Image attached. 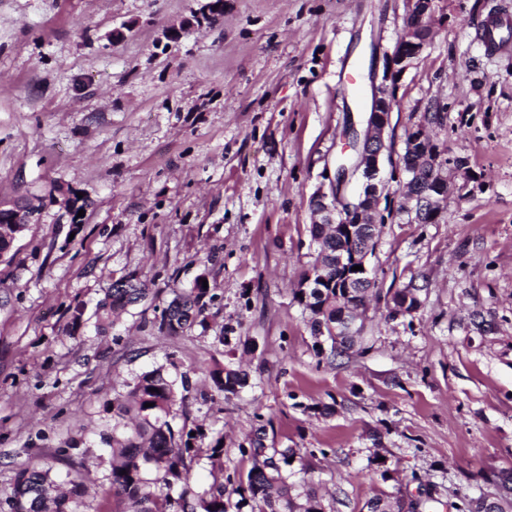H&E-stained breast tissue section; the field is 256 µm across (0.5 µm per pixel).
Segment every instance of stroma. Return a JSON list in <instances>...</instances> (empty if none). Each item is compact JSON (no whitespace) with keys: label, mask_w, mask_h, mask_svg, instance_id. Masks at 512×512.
Segmentation results:
<instances>
[{"label":"stroma","mask_w":512,"mask_h":512,"mask_svg":"<svg viewBox=\"0 0 512 512\" xmlns=\"http://www.w3.org/2000/svg\"><path fill=\"white\" fill-rule=\"evenodd\" d=\"M0 0V198L39 220L0 259V499L16 473L49 465L93 496L73 512H125L99 457L105 404L135 374L175 360L193 388L175 426L224 435V466L200 459L189 488L246 475L256 429L293 448V481L332 512L376 496L454 512L512 470V28L482 42L512 0H433L431 34L394 89L385 168L423 113L445 150L437 223L415 224L404 189L371 265L364 352H317L294 296L317 258L311 201L351 151L410 0ZM178 37H170L174 25ZM78 196L85 215L64 205ZM149 302L97 334L113 279ZM206 275L212 302L177 334L156 321L173 290ZM420 287L410 316L390 292ZM83 320L74 323L75 309ZM243 367L225 397L202 365Z\"/></svg>","instance_id":"35a3bbf8"}]
</instances>
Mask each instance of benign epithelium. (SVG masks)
Returning <instances> with one entry per match:
<instances>
[{"instance_id": "obj_1", "label": "benign epithelium", "mask_w": 512, "mask_h": 512, "mask_svg": "<svg viewBox=\"0 0 512 512\" xmlns=\"http://www.w3.org/2000/svg\"><path fill=\"white\" fill-rule=\"evenodd\" d=\"M427 39L417 35L415 29L407 28L397 40L392 53L386 55V65L382 77L371 78V105L365 116V129L353 127L349 139L356 148V158L352 162L341 163L336 170L337 182L332 184L331 194L319 190L314 201L320 203L318 214L323 223L336 229L340 242L336 250V270L340 277L339 286L351 293L359 287V282H374L368 267V256L373 253L371 243L364 237L365 224H385L387 216L381 209L386 183L381 177L382 156L386 149L384 132L389 124L393 92L398 75L406 70L420 56ZM426 130L420 128L412 138V144L419 145L421 161L430 172L431 187L421 188L412 178L411 167L401 164L392 169L391 177L399 173L406 175L404 184L414 187L411 198L415 200L414 211L420 215L418 223L433 224L437 221L438 201L448 193V180L442 174L439 162L441 151L427 144ZM359 176L361 191L349 201L342 195L343 186L354 176ZM34 214L29 206L18 200L0 199V222L4 224H29ZM359 265L361 269L352 270ZM359 317H341L336 324L320 327L321 333L331 331L336 340L351 335L358 330Z\"/></svg>"}]
</instances>
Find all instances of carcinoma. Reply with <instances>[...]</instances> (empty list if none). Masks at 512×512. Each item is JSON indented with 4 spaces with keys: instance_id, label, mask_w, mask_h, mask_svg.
<instances>
[{
    "instance_id": "cac0c4a2",
    "label": "carcinoma",
    "mask_w": 512,
    "mask_h": 512,
    "mask_svg": "<svg viewBox=\"0 0 512 512\" xmlns=\"http://www.w3.org/2000/svg\"><path fill=\"white\" fill-rule=\"evenodd\" d=\"M312 237L319 243L316 263L325 267V287L312 290L309 296L314 320L312 333L318 332L321 323H336V314L342 309L336 301L348 305L358 298L366 299L369 289L330 287L336 281L338 242L326 233L324 225L311 227ZM204 276L196 279L193 288L176 293L160 314L158 329L176 333L192 326L203 314L205 298L210 289L203 288ZM147 297L144 284L133 275L126 277V287L107 289L97 311V329L104 331L115 324V318ZM177 368L170 359L161 365L124 382L127 391L119 393L112 401V433L102 437L110 448L109 472L106 480L112 490L128 505V512H227L224 482L216 480L201 495L183 490L173 498L165 490L187 484L192 464L205 455L213 463L224 456V435L208 437L205 428L185 425L176 428L171 420L177 407L184 404V392L190 386V377L181 375V388L170 378L168 368ZM208 376L224 395H236L249 384V375L240 368L216 365ZM249 455L252 467L246 484L238 485L240 501L236 507L251 508V512H325L323 497L306 482L290 481V474L282 471L289 459L296 455L293 448H267L261 436L250 441ZM62 488L58 478L51 476V469L25 468L17 472L11 493L5 498L6 512H71L70 504L90 496V488L83 482L67 481ZM457 512H500L495 503L484 498L470 499L457 508Z\"/></svg>"
}]
</instances>
